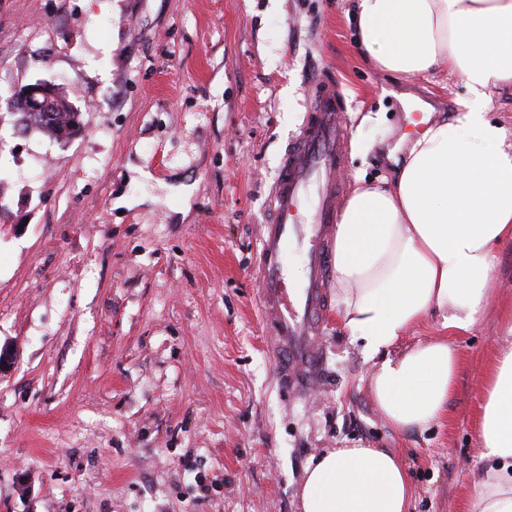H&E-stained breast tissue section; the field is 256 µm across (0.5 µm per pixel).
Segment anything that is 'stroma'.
Wrapping results in <instances>:
<instances>
[{
  "label": "stroma",
  "instance_id": "1",
  "mask_svg": "<svg viewBox=\"0 0 512 512\" xmlns=\"http://www.w3.org/2000/svg\"><path fill=\"white\" fill-rule=\"evenodd\" d=\"M354 0H0V96L65 85L82 135L19 132L0 106V512H299L329 448L399 455L411 512H464L481 465L487 362L512 303V242L442 420L401 434L378 412L336 309L328 378L276 384L254 273L283 155L325 71L350 132L344 194L392 178L401 93L446 120L447 68L366 64ZM148 183H133L134 168Z\"/></svg>",
  "mask_w": 512,
  "mask_h": 512
}]
</instances>
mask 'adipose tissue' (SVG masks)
Listing matches in <instances>:
<instances>
[{
    "instance_id": "adipose-tissue-1",
    "label": "adipose tissue",
    "mask_w": 512,
    "mask_h": 512,
    "mask_svg": "<svg viewBox=\"0 0 512 512\" xmlns=\"http://www.w3.org/2000/svg\"><path fill=\"white\" fill-rule=\"evenodd\" d=\"M357 40L382 72L422 76L440 65L466 93L447 121L417 138L392 180L357 188L334 229L338 313L362 345L368 385L396 431H425L448 410L472 332L512 241V128L490 119L512 87V0H356ZM437 315L442 336L403 344ZM485 375L476 424L482 467L465 512H512V311ZM411 486L385 448H332L306 468L302 512H409Z\"/></svg>"
}]
</instances>
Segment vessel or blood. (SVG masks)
Segmentation results:
<instances>
[{
	"label": "vessel or blood",
	"mask_w": 512,
	"mask_h": 512,
	"mask_svg": "<svg viewBox=\"0 0 512 512\" xmlns=\"http://www.w3.org/2000/svg\"><path fill=\"white\" fill-rule=\"evenodd\" d=\"M340 93L329 75L314 85L307 121L284 156L271 190L272 213L263 225L256 274L268 315V351L279 388L306 394L322 384L325 357L316 343L328 310L333 229L340 197L336 172L349 137L336 120ZM298 249L304 274L293 279L288 253Z\"/></svg>",
	"instance_id": "obj_1"
}]
</instances>
